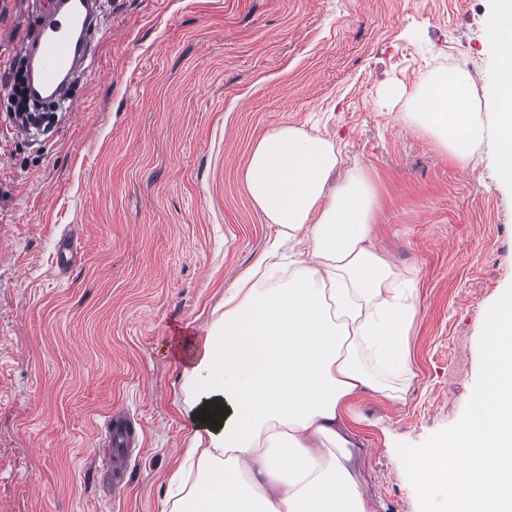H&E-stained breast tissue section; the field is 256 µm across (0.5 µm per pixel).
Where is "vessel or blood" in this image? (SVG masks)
I'll use <instances>...</instances> for the list:
<instances>
[{
    "label": "vessel or blood",
    "mask_w": 512,
    "mask_h": 512,
    "mask_svg": "<svg viewBox=\"0 0 512 512\" xmlns=\"http://www.w3.org/2000/svg\"><path fill=\"white\" fill-rule=\"evenodd\" d=\"M96 0H39L43 15L31 41L20 53L33 63V93L49 98L67 93V76L82 71L90 56L86 35Z\"/></svg>",
    "instance_id": "b4317fda"
}]
</instances>
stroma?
Listing matches in <instances>:
<instances>
[{"label": "stroma", "instance_id": "1", "mask_svg": "<svg viewBox=\"0 0 512 512\" xmlns=\"http://www.w3.org/2000/svg\"><path fill=\"white\" fill-rule=\"evenodd\" d=\"M493 0H102L74 111L15 124L8 76L34 27L0 0V512H158L186 446L179 337L269 246L243 181L268 131L329 138L377 192L372 246L417 274L404 399L358 398L368 512H420L396 452L456 423L480 369L483 310L512 283V190L489 147L458 167L387 103L448 64L476 76ZM79 254L56 266L63 235ZM137 422L120 491L99 426Z\"/></svg>", "mask_w": 512, "mask_h": 512}]
</instances>
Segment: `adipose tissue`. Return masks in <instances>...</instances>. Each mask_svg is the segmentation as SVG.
<instances>
[{
  "mask_svg": "<svg viewBox=\"0 0 512 512\" xmlns=\"http://www.w3.org/2000/svg\"><path fill=\"white\" fill-rule=\"evenodd\" d=\"M484 37L497 59L489 112L475 109L462 66L384 96L405 100L409 123L459 167L489 144L512 187V0H495ZM338 165L332 143L293 126L254 146L243 179L277 237L225 291L223 313L179 342L190 443L159 512H367L346 423L364 393L402 398L416 280L369 244L367 172L355 165L337 181Z\"/></svg>",
  "mask_w": 512,
  "mask_h": 512,
  "instance_id": "adipose-tissue-1",
  "label": "adipose tissue"
}]
</instances>
